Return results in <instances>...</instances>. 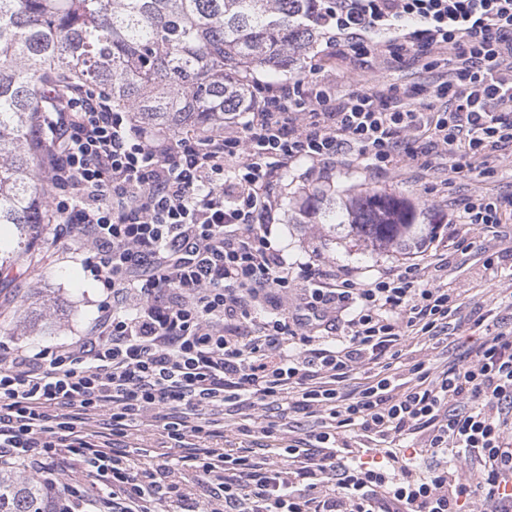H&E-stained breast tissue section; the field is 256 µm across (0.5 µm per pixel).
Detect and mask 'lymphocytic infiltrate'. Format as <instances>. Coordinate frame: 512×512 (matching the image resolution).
Returning <instances> with one entry per match:
<instances>
[{"label": "lymphocytic infiltrate", "mask_w": 512, "mask_h": 512, "mask_svg": "<svg viewBox=\"0 0 512 512\" xmlns=\"http://www.w3.org/2000/svg\"><path fill=\"white\" fill-rule=\"evenodd\" d=\"M321 2L310 22L348 61L347 93L314 64L254 82V108L207 131L135 125L92 89L45 117L53 240L105 292L85 335L0 346V469L63 486L56 512H157L170 494L197 512L199 489L210 512H512V322L467 320L455 289L425 284L447 272L442 252L361 284L295 267L268 239L280 174L300 161L320 181L334 164L397 178L442 159L479 185L449 223L511 224L512 194L486 182L512 162V0ZM370 60L428 78L367 88ZM468 324L480 336L463 361L405 362L401 342ZM366 365L376 373L343 392ZM244 402L320 429L280 447L284 467L220 446L224 410ZM156 410L185 453L150 466L128 439ZM351 430L422 442L365 461L336 450Z\"/></svg>", "instance_id": "f902f5d3"}]
</instances>
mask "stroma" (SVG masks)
<instances>
[{
	"instance_id": "stroma-1",
	"label": "stroma",
	"mask_w": 512,
	"mask_h": 512,
	"mask_svg": "<svg viewBox=\"0 0 512 512\" xmlns=\"http://www.w3.org/2000/svg\"><path fill=\"white\" fill-rule=\"evenodd\" d=\"M305 164L297 163L279 182L280 209L271 228L270 243L294 264H327L332 268L354 269L356 278H372L377 266H396L430 255L436 246L448 242L447 225H438L433 235L407 250L375 251L348 236L345 230L329 231L324 224H307L300 207L317 189H326L330 200L343 204L350 195L367 190L398 193L428 215L463 208L472 182L468 178L453 179L451 190H443L447 171L435 170L422 177L405 173L399 178L385 174H367L359 168L333 169L326 182L316 186L304 176ZM466 252H449V287L460 292L466 310L491 308L499 289L512 283V226L503 225L498 232L473 227ZM33 265L21 271L19 265L0 270V345L17 348L55 346L84 333L98 315L104 292L85 268L79 255L65 251L53 243L51 235L37 236L28 251ZM500 258L497 279H489L483 268L488 255ZM469 329H461L447 341L433 345L411 340L409 357L425 359L440 365L458 359L468 346Z\"/></svg>"
}]
</instances>
